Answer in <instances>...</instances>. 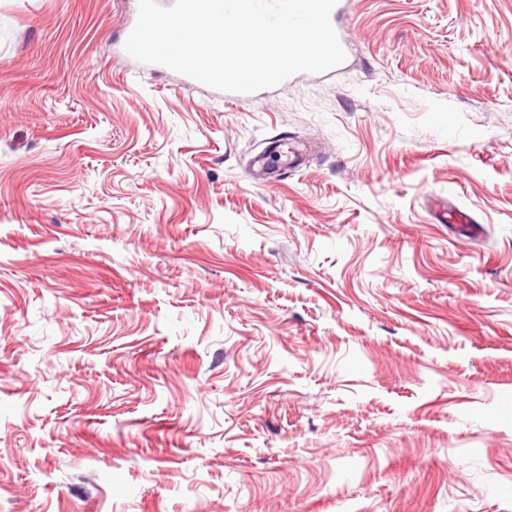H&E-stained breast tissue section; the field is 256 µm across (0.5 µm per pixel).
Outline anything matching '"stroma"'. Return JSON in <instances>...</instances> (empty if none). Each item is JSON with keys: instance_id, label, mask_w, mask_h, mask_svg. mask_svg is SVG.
<instances>
[{"instance_id": "1", "label": "stroma", "mask_w": 512, "mask_h": 512, "mask_svg": "<svg viewBox=\"0 0 512 512\" xmlns=\"http://www.w3.org/2000/svg\"><path fill=\"white\" fill-rule=\"evenodd\" d=\"M138 13L0 0V512H512V0L231 101Z\"/></svg>"}]
</instances>
